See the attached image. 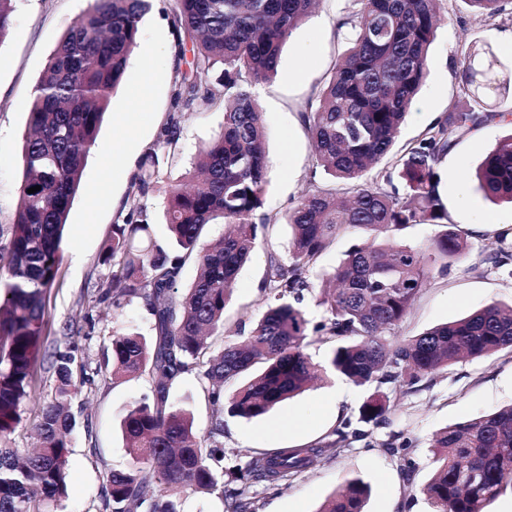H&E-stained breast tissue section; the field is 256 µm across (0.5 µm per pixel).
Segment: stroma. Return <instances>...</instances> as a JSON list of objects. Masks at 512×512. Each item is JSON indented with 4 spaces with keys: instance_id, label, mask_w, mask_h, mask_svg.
Wrapping results in <instances>:
<instances>
[{
    "instance_id": "stroma-1",
    "label": "stroma",
    "mask_w": 512,
    "mask_h": 512,
    "mask_svg": "<svg viewBox=\"0 0 512 512\" xmlns=\"http://www.w3.org/2000/svg\"><path fill=\"white\" fill-rule=\"evenodd\" d=\"M88 0H16L13 24L0 41V225L12 223L23 180L22 148L33 89L50 54L71 23L87 8ZM441 23L431 48L429 72L391 152L366 180L392 171L409 144L446 112L461 96V71L469 54L495 55L504 76L512 77V49L503 36L512 33V0L493 19L474 15L464 0H442ZM351 0H321L316 11L285 43L279 74L272 83L255 84L266 131L269 182L263 211L274 219L260 236L253 255L233 284L224 312L225 325L253 322L266 310L261 291L268 257L288 256V211L310 189L342 191L316 167L310 133L302 120L309 103L324 87L335 61L350 46L353 31L345 20ZM192 59L190 47L180 45L170 0H152L141 22L139 46L120 87L112 95L97 147L87 158L74 197L63 241V261L45 297L48 314L47 348L75 346L76 364L95 366L103 358L113 330L133 326L148 331L150 316L141 301L123 307L99 302L98 291L112 275L111 265L99 260L112 237V227L125 223L133 209L143 211L159 242H166L163 222L164 188L179 183L190 169L199 147L215 136L223 122L220 110L204 99L180 112V137L174 154L160 161L162 187L140 196L136 177L145 161L147 145L161 139L172 112L179 72ZM128 119L137 138L128 149L127 166L112 165V140L117 122ZM512 127L493 123L460 141L438 166L439 193L445 225L464 237L470 251L447 270L432 268L424 288L392 334L396 339L469 315L498 302L512 303V277L490 269L484 259L498 246L497 234L512 228V205L494 203L478 191L475 170ZM483 225L474 233V225ZM372 238L353 228L336 236L308 274L309 289L302 308L311 322L324 310L317 298L327 276L355 244ZM55 379L37 371L36 389L25 406L24 421L12 436L14 447L30 448V427L51 397ZM147 388L145 379L113 381L111 370L95 374L83 384L72 403L77 425L68 474V495L59 512H97L104 476L127 468L130 459L120 420L131 402ZM380 393L388 407L384 421L365 424L358 408L372 393ZM512 404V352L462 360L425 376L416 388L396 383L359 386L335 373L300 396L284 402L265 417L246 420L224 417V465L233 467L251 456L278 448H311L331 439L346 426L351 430L346 449L317 458L289 485L250 489L254 512H317L345 480L363 479L371 488L364 512H433L422 493L434 463L432 439L440 429Z\"/></svg>"
}]
</instances>
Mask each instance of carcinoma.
I'll return each mask as SVG.
<instances>
[{
    "label": "carcinoma",
    "mask_w": 512,
    "mask_h": 512,
    "mask_svg": "<svg viewBox=\"0 0 512 512\" xmlns=\"http://www.w3.org/2000/svg\"><path fill=\"white\" fill-rule=\"evenodd\" d=\"M318 0H173L180 42L192 44L189 70L177 81L175 105L190 108L200 82L219 76L204 99L224 112L221 130L203 144L190 186L167 187L166 245L151 237L142 211L115 225L105 259L112 277L100 299L120 307L134 299L151 315L150 335L136 328L110 336L112 376L148 377L146 391L121 421L130 466L104 478L98 512H178L186 490L218 494L225 512H250L251 482L286 486L314 459L336 453L346 432L317 448L261 453L224 475V383H244L229 412L245 419L266 415L303 393L330 368L353 383L398 382L409 388L460 358L512 349V306L497 303L401 341L389 336L425 286L429 264H448L468 252L450 228L423 253L396 240L416 224L445 216L438 164L460 139L490 123L512 124V112H478L468 99L500 82L492 60L469 62L462 71L464 97L430 125L401 157L397 176L363 181L385 158L429 67L440 0H352L350 48L333 65L327 83L303 112L317 166L346 185V196L312 191L286 216L289 259L270 255L262 291L263 316L216 352L211 338L224 335L230 286L249 259L259 234L273 219L261 212L267 184L264 129L252 86L278 74L282 46ZM482 15L505 11L504 0H464ZM150 0H90L50 55L34 87L22 152L23 181L13 223L0 226V512H57L67 495L71 413L78 394L69 352L43 351L48 314L44 295L63 260V231L84 163L97 145L99 127L140 39ZM13 0H0V41L13 21ZM248 78H243V75ZM179 121L170 118L163 139L149 146L137 177L143 196L157 186L159 152L178 142ZM478 190L512 204V135L481 162ZM36 185L35 193L27 190ZM225 225L224 237L204 244L207 227ZM359 227L385 241L355 245L321 289L325 316L313 324L297 304L309 288L308 272L340 231ZM509 231L504 247L485 259L512 276ZM196 259L200 274L179 292L183 267ZM334 343L328 366L311 361L306 339ZM46 362L55 374L52 400L33 424L40 446L25 456L11 447L34 389V369ZM194 373L211 410L204 435L190 410L175 402L173 386ZM386 405L371 398L360 419L379 423ZM437 467L423 487L435 512H485L512 478V405L456 423L437 433ZM368 486L352 479L319 512H364Z\"/></svg>",
    "instance_id": "carcinoma-1"
}]
</instances>
